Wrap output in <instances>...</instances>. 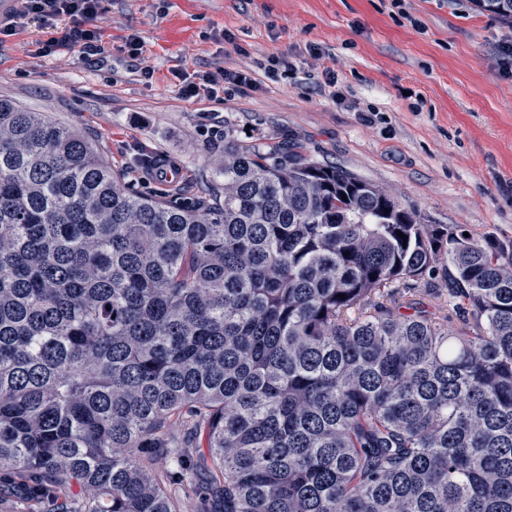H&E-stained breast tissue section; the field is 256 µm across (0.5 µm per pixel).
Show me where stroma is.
Here are the masks:
<instances>
[{"label": "stroma", "instance_id": "35a3bbf8", "mask_svg": "<svg viewBox=\"0 0 512 512\" xmlns=\"http://www.w3.org/2000/svg\"><path fill=\"white\" fill-rule=\"evenodd\" d=\"M69 25L29 18L0 39V98L79 130L140 191L201 196L229 135L341 165L427 223L512 240V75L496 54L512 22L475 0H102L97 53L43 54ZM226 71L251 86L180 92ZM160 159L184 169L173 188L146 175Z\"/></svg>", "mask_w": 512, "mask_h": 512}]
</instances>
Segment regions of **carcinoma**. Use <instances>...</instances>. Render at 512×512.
<instances>
[{"label": "carcinoma", "mask_w": 512, "mask_h": 512, "mask_svg": "<svg viewBox=\"0 0 512 512\" xmlns=\"http://www.w3.org/2000/svg\"><path fill=\"white\" fill-rule=\"evenodd\" d=\"M218 175L157 198L0 99V473L44 512H512V240L292 149ZM440 263L455 315L398 301Z\"/></svg>", "instance_id": "cac0c4a2"}]
</instances>
